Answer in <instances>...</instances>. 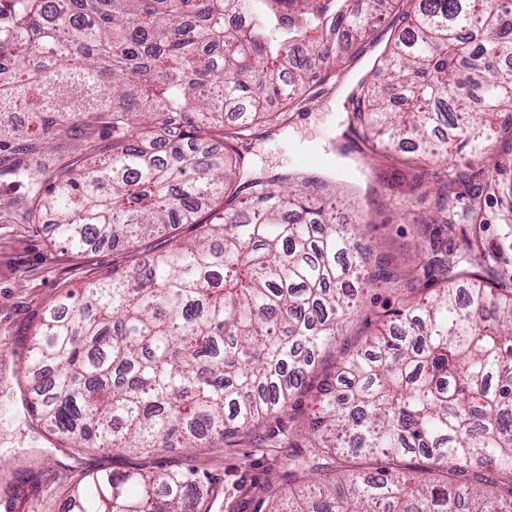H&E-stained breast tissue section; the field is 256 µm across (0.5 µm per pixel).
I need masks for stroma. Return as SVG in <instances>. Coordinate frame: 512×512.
<instances>
[{
    "label": "stroma",
    "mask_w": 512,
    "mask_h": 512,
    "mask_svg": "<svg viewBox=\"0 0 512 512\" xmlns=\"http://www.w3.org/2000/svg\"><path fill=\"white\" fill-rule=\"evenodd\" d=\"M402 27L391 11L358 45L338 82L313 86V100L295 110L286 128L253 141L247 153L250 176L289 178L300 184L316 178L336 197V221L359 222L374 257L405 267L414 254L420 226L436 209L430 176L422 188L409 192L408 153L384 150L345 137L349 94L357 83L377 78L376 60ZM499 137L489 158L473 163L474 170L512 181V114L501 113ZM110 146L101 134L80 131L77 140L60 138L48 149L49 172L72 161L76 153L100 157ZM487 248L501 251L512 264V223H503L500 197L483 203ZM22 190L0 187V512H31L39 502L64 512L67 491L83 470L104 464L123 471L137 468H194L208 474L221 491L219 512H258L262 504L283 497L295 485L288 474V457L313 413V399L343 356L381 326L383 315L400 309L405 295L379 282L366 287L358 312L343 327L335 344L321 355L308 378L304 394L287 410L260 422L253 430L227 439L223 447L166 448L151 457L131 453L103 455L96 448L80 455L57 447L52 435L28 417L21 386L31 337L43 314L70 291L110 275L131 256L97 245L76 253L59 242L50 223L25 224Z\"/></svg>",
    "instance_id": "35a3bbf8"
}]
</instances>
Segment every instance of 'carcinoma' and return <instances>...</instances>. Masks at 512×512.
Instances as JSON below:
<instances>
[{"instance_id":"obj_1","label":"carcinoma","mask_w":512,"mask_h":512,"mask_svg":"<svg viewBox=\"0 0 512 512\" xmlns=\"http://www.w3.org/2000/svg\"><path fill=\"white\" fill-rule=\"evenodd\" d=\"M253 2L0 0V57L13 60L0 115L30 108L46 142L74 124L112 138L106 158L50 175L38 143L0 128V177L26 188L24 223L51 214L77 252L198 229L46 311L25 368L41 380L31 415L72 452L217 448L288 408L357 309L354 285L412 290L435 274L432 296L340 362L306 452L288 459L302 486L269 512H512V269L480 238L481 196L502 193L512 212V183L475 185L457 163L485 153L512 111V8L416 0L384 82L351 96L347 130L411 143L433 169L448 240L400 273L371 267L356 225L332 223L312 194L234 183L259 123L283 128L311 101L302 89L339 79L330 58L386 0ZM276 99L286 111H268ZM243 192L246 214L224 213ZM458 224L471 225L459 241ZM370 456L407 458L411 474L355 470ZM216 499L193 468L101 467L76 481L67 512H214Z\"/></svg>"}]
</instances>
